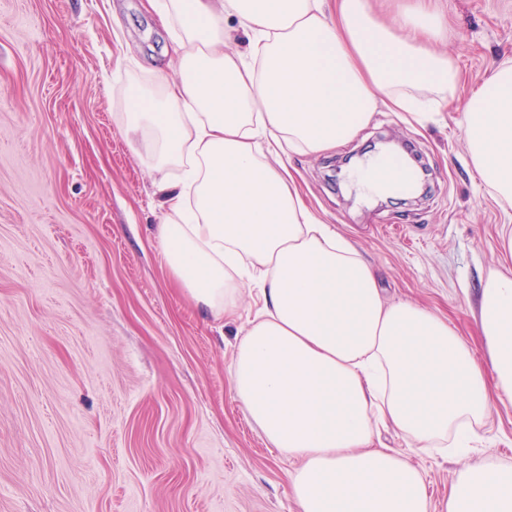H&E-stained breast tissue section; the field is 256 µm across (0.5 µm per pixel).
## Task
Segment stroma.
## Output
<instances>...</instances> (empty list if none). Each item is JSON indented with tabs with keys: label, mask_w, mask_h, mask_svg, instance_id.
Returning <instances> with one entry per match:
<instances>
[{
	"label": "stroma",
	"mask_w": 512,
	"mask_h": 512,
	"mask_svg": "<svg viewBox=\"0 0 512 512\" xmlns=\"http://www.w3.org/2000/svg\"><path fill=\"white\" fill-rule=\"evenodd\" d=\"M459 82L436 120L378 108L350 141L288 158L313 214L375 268L389 301L445 319L476 356L481 281L512 273V206L469 163L464 104L512 60V0H430ZM168 36L146 0H0V512H298L294 464L236 398L230 363L261 306L244 290L215 321L182 294L156 240L151 174L112 114L125 86L172 74ZM413 144L428 193L371 198L350 159ZM481 457L512 469V405L479 427ZM447 495L459 455L415 451Z\"/></svg>",
	"instance_id": "35a3bbf8"
}]
</instances>
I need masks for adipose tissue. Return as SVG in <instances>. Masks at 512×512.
<instances>
[{
  "instance_id": "1",
  "label": "adipose tissue",
  "mask_w": 512,
  "mask_h": 512,
  "mask_svg": "<svg viewBox=\"0 0 512 512\" xmlns=\"http://www.w3.org/2000/svg\"><path fill=\"white\" fill-rule=\"evenodd\" d=\"M177 67L132 85L115 114L163 195L156 234L172 280L214 319L253 283L263 304L235 346L234 391L267 442L292 460L298 512H512V474L483 460L433 502L394 448H466L474 425L512 403V275L489 273L476 359L446 319L388 303L374 268L306 206L288 169L356 136L381 107L423 121L453 95L436 48L441 16L394 20L371 0H149ZM247 37L228 48L226 20ZM468 158L512 205V62L464 107Z\"/></svg>"
}]
</instances>
